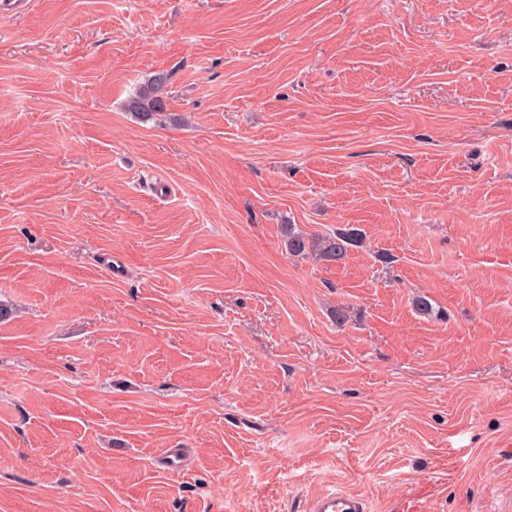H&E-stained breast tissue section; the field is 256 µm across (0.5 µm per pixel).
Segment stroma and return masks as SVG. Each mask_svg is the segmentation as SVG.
I'll use <instances>...</instances> for the list:
<instances>
[{
    "label": "stroma",
    "mask_w": 512,
    "mask_h": 512,
    "mask_svg": "<svg viewBox=\"0 0 512 512\" xmlns=\"http://www.w3.org/2000/svg\"><path fill=\"white\" fill-rule=\"evenodd\" d=\"M0 306V512H512V0L0 9ZM166 78L156 75L149 79L127 102V109L143 121L151 119L155 113L166 111L168 92ZM288 252L291 255L315 254L321 260L336 262L343 259L350 246L356 245L360 233L356 229L338 233L336 236L309 238L303 234L292 232L291 224H287ZM311 512H366V504L359 494L325 491L314 496Z\"/></svg>",
    "instance_id": "1"
}]
</instances>
